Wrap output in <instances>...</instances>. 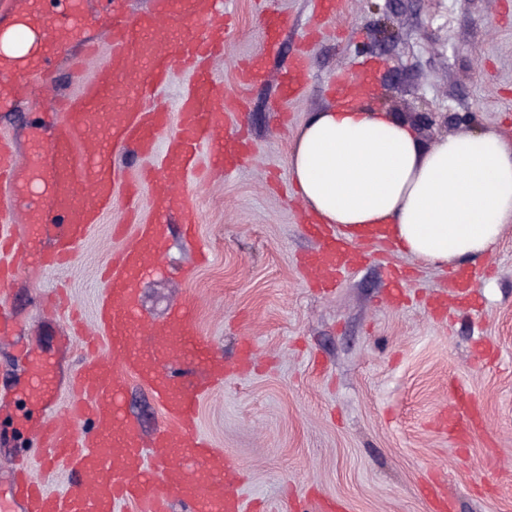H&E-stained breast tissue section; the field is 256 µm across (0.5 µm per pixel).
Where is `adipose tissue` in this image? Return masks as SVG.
<instances>
[{"label":"adipose tissue","mask_w":512,"mask_h":512,"mask_svg":"<svg viewBox=\"0 0 512 512\" xmlns=\"http://www.w3.org/2000/svg\"><path fill=\"white\" fill-rule=\"evenodd\" d=\"M300 201L352 241L381 233L443 269L490 253L512 223V142L490 131L424 146L370 102L311 115L288 154Z\"/></svg>","instance_id":"1"}]
</instances>
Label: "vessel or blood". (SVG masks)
Masks as SVG:
<instances>
[{
  "mask_svg": "<svg viewBox=\"0 0 512 512\" xmlns=\"http://www.w3.org/2000/svg\"><path fill=\"white\" fill-rule=\"evenodd\" d=\"M106 2L112 28L109 58L78 95L52 103L62 120L49 137L39 139L30 161L42 171L44 187L28 196L26 206L39 222L53 211L61 226L54 248L37 253L36 266L48 269L75 257L117 192L132 198L147 189L152 216L136 225L108 266L107 286L98 301L102 333L89 339L106 355L86 360L77 371L76 401L57 408L45 366L33 352L24 354L32 389L49 415L41 426L46 461L70 469L74 481L50 493L30 471H16L0 484V507L7 512H120L128 503L134 512H171L178 502L190 512H244L233 489V466L223 450L211 447L197 431L201 399L210 384L224 380L223 357L198 336L191 305L173 309L156 328L137 312L138 280L165 252L166 217L176 211L184 224L197 221L176 186L196 171L199 156L229 172L249 152L246 143L224 134L223 95L206 65L224 46L230 11L226 0H153L149 13L135 16L125 0ZM37 19L42 50L36 68L41 71L67 21L42 12ZM176 23L189 27V34L173 31ZM174 64L191 81L172 113L156 107L152 97L167 83ZM306 79V63L296 58L279 79L285 99L296 98ZM28 90L15 69L0 65V99ZM118 152L155 158L142 185L121 184L112 163ZM19 177L14 146L0 136V186L15 185ZM13 223V209L0 206V341L19 332L5 302L15 276L7 257L25 247L13 235ZM310 229L320 235L322 246L309 256L305 270L312 282L328 288L358 264L361 252L327 225L314 223ZM176 359L203 366L205 381L170 372L167 364ZM131 377L151 389L163 410L164 422L148 442L122 412L125 382ZM451 399L442 429L456 439L474 422L475 413L461 390H452ZM87 420L95 426L93 433H78Z\"/></svg>",
  "mask_w": 512,
  "mask_h": 512,
  "instance_id": "b4317fda",
  "label": "vessel or blood"
}]
</instances>
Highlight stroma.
<instances>
[{
	"mask_svg": "<svg viewBox=\"0 0 512 512\" xmlns=\"http://www.w3.org/2000/svg\"><path fill=\"white\" fill-rule=\"evenodd\" d=\"M316 0H233L224 53L212 63L224 91L241 101L224 132L244 134L248 163L230 174L187 176L179 190L198 212L194 236L178 216L168 248L138 282L140 310L162 324L179 301L195 305L194 326L224 358L222 386L199 405V430L241 469L239 491L252 512H301L308 503L335 512H433L422 488L437 482L452 512H512V224L487 256L470 263L475 301L436 314L429 297L445 292L452 269H437L363 242L360 268L337 288L309 287L301 259L319 249L304 232L303 209L288 173V152L304 121L335 105L333 77L359 59L376 69L378 105L414 126L424 145L447 134L491 130L512 141V0H342L319 14ZM285 20L272 51L263 49L262 8ZM85 22L64 35L48 78L34 96L0 106V136L12 137L27 163L31 131L44 113L76 95L84 79L72 60L96 41L105 63L107 18L100 0H82ZM262 54L266 79L244 85L241 64ZM308 59L303 96L284 101L277 74ZM435 115L432 127L415 113ZM122 195L93 225L75 260L51 272L23 271L6 303L21 327L0 343V390L18 403L0 410V477L9 460L28 457L51 491L65 470L45 464L29 427L40 406L28 402L29 370L15 356L29 346L55 365L58 396L86 351L66 322L40 305L65 288L93 326L102 268L124 239ZM480 409L463 445L439 432L449 386ZM123 406L143 438L163 421L149 388L128 379Z\"/></svg>",
	"mask_w": 512,
	"mask_h": 512,
	"instance_id": "stroma-1",
	"label": "stroma"
}]
</instances>
